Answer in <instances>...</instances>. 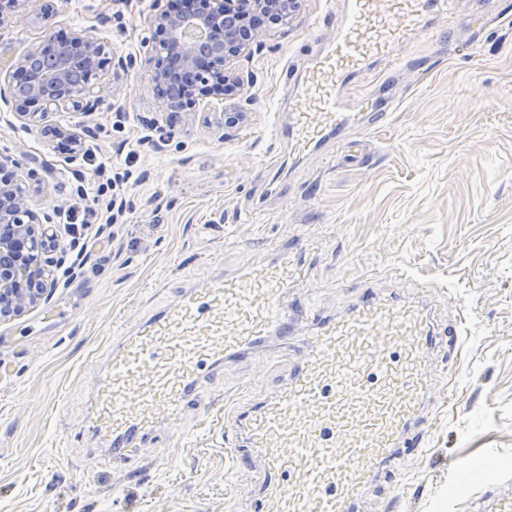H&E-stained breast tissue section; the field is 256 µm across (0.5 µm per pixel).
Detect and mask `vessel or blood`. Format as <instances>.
Listing matches in <instances>:
<instances>
[{"mask_svg": "<svg viewBox=\"0 0 512 512\" xmlns=\"http://www.w3.org/2000/svg\"><path fill=\"white\" fill-rule=\"evenodd\" d=\"M455 0H349L350 19L301 81L288 144L296 155L330 132L367 123L376 96L347 111L337 84L419 31L434 4ZM305 274L288 249L268 263L211 277L139 323L112 345L96 382L91 428L110 458H132L134 440L178 418L204 369L288 338L284 288ZM435 326L423 306L368 296L349 312L317 321L287 383L239 412L236 459L259 455L264 479L251 512H354L380 468L404 463L420 447L418 427L431 388L425 349Z\"/></svg>", "mask_w": 512, "mask_h": 512, "instance_id": "obj_1", "label": "vessel or blood"}]
</instances>
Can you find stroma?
I'll use <instances>...</instances> for the list:
<instances>
[{
    "mask_svg": "<svg viewBox=\"0 0 512 512\" xmlns=\"http://www.w3.org/2000/svg\"><path fill=\"white\" fill-rule=\"evenodd\" d=\"M457 2L454 20L430 13L395 46L398 68L372 64L338 85L349 103L353 85H385V119L303 156L288 148L297 83L343 26L347 0H299L288 25H266L233 62L242 89L198 98L167 142L145 124L163 112L143 45L155 0H27L0 25L1 87L51 34H88L109 59L93 109L25 123L0 99V154L16 161L32 209L56 224L67 210L103 213L94 159L132 172L126 212L86 230L76 273L61 242L48 298L0 318V512H247L240 489L258 490L262 465L254 455L231 473L224 425L286 382L297 342L270 339L205 374L181 420L142 440L151 460L105 464L85 426L113 341L284 244L305 268L303 287L282 298L301 335L370 294L426 304L435 325L460 330L456 350L444 334L428 347L425 447L365 489L359 512H493L495 497L512 496V16L497 18L498 0ZM228 112L245 115L229 132ZM51 127L79 134L86 154L46 136ZM221 397L223 419L177 447Z\"/></svg>",
    "mask_w": 512,
    "mask_h": 512,
    "instance_id": "obj_1",
    "label": "stroma"
}]
</instances>
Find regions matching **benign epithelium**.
Returning <instances> with one entry per match:
<instances>
[{
  "mask_svg": "<svg viewBox=\"0 0 512 512\" xmlns=\"http://www.w3.org/2000/svg\"><path fill=\"white\" fill-rule=\"evenodd\" d=\"M296 0H202L196 12L174 13L163 9L152 23L153 38L147 42L153 70L150 80L166 110L163 127L154 119L146 124L158 129L162 139L172 136L187 106L198 97L221 96L243 86L232 63L250 50L256 28L241 18L272 14L286 26ZM107 63L104 47L89 35L62 40L49 35L45 45L23 56L8 84V97L19 118L33 116L31 108L94 106V85ZM38 214L13 176L0 177V316L19 313L36 305L46 289L37 287L50 273L44 255L55 235L39 232Z\"/></svg>",
  "mask_w": 512,
  "mask_h": 512,
  "instance_id": "obj_1",
  "label": "benign epithelium"
}]
</instances>
